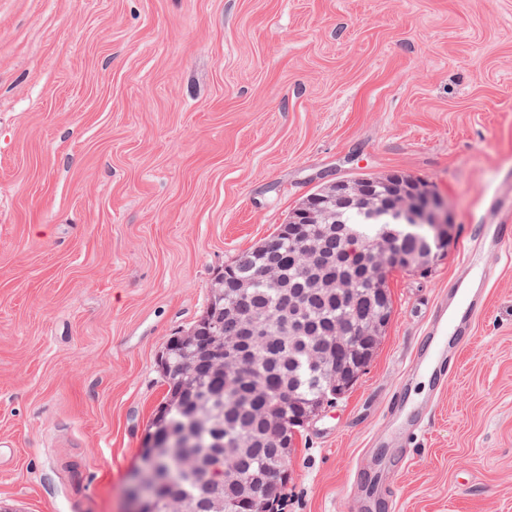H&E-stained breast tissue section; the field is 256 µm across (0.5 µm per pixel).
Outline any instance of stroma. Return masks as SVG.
Listing matches in <instances>:
<instances>
[{
    "instance_id": "35a3bbf8",
    "label": "stroma",
    "mask_w": 512,
    "mask_h": 512,
    "mask_svg": "<svg viewBox=\"0 0 512 512\" xmlns=\"http://www.w3.org/2000/svg\"><path fill=\"white\" fill-rule=\"evenodd\" d=\"M402 172L449 207L352 388L295 440L283 512H512V245L444 381H406L512 175V0H0V512H126L210 288L337 178ZM430 405L378 442L393 391Z\"/></svg>"
}]
</instances>
